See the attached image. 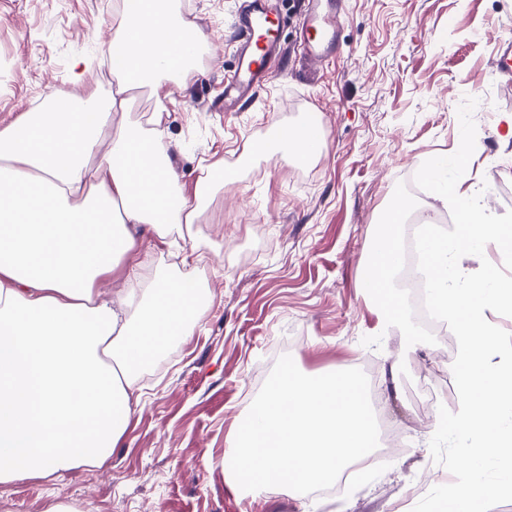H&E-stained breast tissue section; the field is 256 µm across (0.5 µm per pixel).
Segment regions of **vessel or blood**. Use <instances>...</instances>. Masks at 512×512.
<instances>
[{
    "label": "vessel or blood",
    "mask_w": 512,
    "mask_h": 512,
    "mask_svg": "<svg viewBox=\"0 0 512 512\" xmlns=\"http://www.w3.org/2000/svg\"><path fill=\"white\" fill-rule=\"evenodd\" d=\"M338 0H308L301 43L310 60L326 63L335 57ZM278 18L269 0H247L238 18L241 45L236 69L224 83V104L251 97L269 76L270 64L278 56Z\"/></svg>",
    "instance_id": "1"
}]
</instances>
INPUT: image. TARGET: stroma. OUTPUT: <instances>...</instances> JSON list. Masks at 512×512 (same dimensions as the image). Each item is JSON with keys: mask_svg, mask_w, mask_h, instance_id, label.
I'll return each mask as SVG.
<instances>
[{"mask_svg": "<svg viewBox=\"0 0 512 512\" xmlns=\"http://www.w3.org/2000/svg\"><path fill=\"white\" fill-rule=\"evenodd\" d=\"M203 35L187 89L169 79L138 91L147 120L165 110L171 165L186 190L205 167L231 177L185 250L203 254L196 276L206 310L192 336L138 373L142 400L109 471L76 468L49 482L0 486V512H412L450 472L434 462L420 416L434 375H451L456 342L414 316L380 330L362 267L387 207L410 219H451L414 176L460 145L457 109L476 98L477 146L464 189L494 214L512 210V73L494 62L512 41V0H344L336 56L298 49L300 0H279L283 57L253 102L223 108L237 65L241 0H173ZM120 0H0V130L50 95H108L104 41ZM323 117V143L305 163L283 160L281 127ZM314 374L372 364L369 392L401 435L378 464L335 495L253 498L224 472V449L272 370L284 339Z\"/></svg>", "mask_w": 512, "mask_h": 512, "instance_id": "1", "label": "stroma"}]
</instances>
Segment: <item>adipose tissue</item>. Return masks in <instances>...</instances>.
<instances>
[{
    "mask_svg": "<svg viewBox=\"0 0 512 512\" xmlns=\"http://www.w3.org/2000/svg\"><path fill=\"white\" fill-rule=\"evenodd\" d=\"M169 0H122L106 99L49 96L0 131V485L109 467L137 412L135 373L202 315L195 252L180 279L152 268L156 242L189 238L224 168L186 193L169 163L162 112L130 120L136 90L187 85L200 42ZM395 200L361 280L381 326L401 324ZM122 288L105 298L113 281Z\"/></svg>",
    "mask_w": 512,
    "mask_h": 512,
    "instance_id": "1",
    "label": "adipose tissue"
}]
</instances>
